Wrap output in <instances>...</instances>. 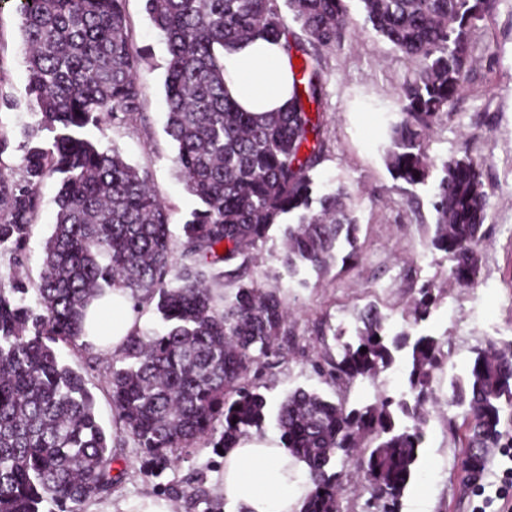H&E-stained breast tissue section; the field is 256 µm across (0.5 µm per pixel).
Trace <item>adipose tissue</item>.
Masks as SVG:
<instances>
[{
	"instance_id": "1",
	"label": "adipose tissue",
	"mask_w": 512,
	"mask_h": 512,
	"mask_svg": "<svg viewBox=\"0 0 512 512\" xmlns=\"http://www.w3.org/2000/svg\"><path fill=\"white\" fill-rule=\"evenodd\" d=\"M224 82L244 110L284 109L290 90L287 57L280 46L256 40L225 55ZM132 306L125 288L95 301L85 314L86 341L103 352L121 350L140 326ZM220 486L233 512H298L310 489L306 464L289 455L276 436L256 433L242 435L225 449Z\"/></svg>"
}]
</instances>
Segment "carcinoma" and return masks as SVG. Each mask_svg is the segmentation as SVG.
<instances>
[{
    "mask_svg": "<svg viewBox=\"0 0 512 512\" xmlns=\"http://www.w3.org/2000/svg\"><path fill=\"white\" fill-rule=\"evenodd\" d=\"M125 2L20 0L28 93L54 136L49 147L20 144L14 166L4 160L9 141L0 134V249L9 253V271L0 274V512H43L47 504L72 512L111 489L112 448L129 441L146 470L161 473L199 440L225 448L261 430L268 403L257 379L284 360L293 332L276 289L245 282L250 251L296 213L281 256L288 271L326 268L342 238L347 258L360 253L348 194L320 196L316 212L311 198V172L325 152L326 113L313 109L322 93L318 51L344 40V0H285L301 37L288 29L278 0H145L167 42L174 163L200 202L177 246L148 172L89 134L142 110L135 78L142 53ZM495 2L361 0L366 21L410 64L386 152L395 180L426 182L433 163L423 142L463 90L472 33ZM256 39L281 44L288 58L291 94L278 112H245L224 91V54ZM441 170L427 247L446 253L454 279L472 287L487 209L482 164L465 146ZM55 173L62 175L56 218L29 298L15 273L40 209L38 187ZM226 281L237 288L219 305L214 288ZM114 288L129 289L136 306L155 303L163 327L137 330L118 352L121 367L108 385L122 428L109 436L84 375L62 361L58 344L93 349L83 341L84 311ZM435 289L432 280L419 288L414 321L430 315ZM361 321L357 342L315 369L333 382L372 384L405 360L408 389L379 392L352 409L302 388L280 402L282 445L309 468L300 512H338V492L354 474L370 493L366 512H400L420 474L425 406L438 402L432 375L448 354L434 336L386 332L372 307ZM446 399L460 409L469 483L482 476L486 449L512 447V435L501 431L504 407L512 409V343L475 349L467 381L451 380Z\"/></svg>",
    "mask_w": 512,
    "mask_h": 512,
    "instance_id": "1",
    "label": "carcinoma"
}]
</instances>
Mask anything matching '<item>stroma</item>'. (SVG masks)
<instances>
[{
    "label": "stroma",
    "instance_id": "obj_1",
    "mask_svg": "<svg viewBox=\"0 0 512 512\" xmlns=\"http://www.w3.org/2000/svg\"><path fill=\"white\" fill-rule=\"evenodd\" d=\"M18 4L19 0H0V93L12 101L11 106L0 107V131L15 145L30 134L47 146L51 135L41 127L27 95ZM345 5L352 25L344 43L320 51L322 109L329 124L326 156L312 176L315 193L339 186L348 191L361 256L353 266L337 260L322 271L306 267L288 274L279 260L283 251L279 224L251 251L248 280L278 288L293 313L288 354L261 381L269 412L262 431L270 435L277 432L274 416L279 403L295 389L314 390L351 407L373 403L380 390L392 394L404 390L403 376L388 371L372 385L358 380L337 385L313 368L314 361L339 357L343 343L355 342L363 326L360 316L368 306L377 307L387 331L412 329L442 341L449 358L434 373L433 387L439 393L447 391L450 377L466 376L475 348L486 340L512 343V0H496L492 14L474 32L473 63L464 90L426 142L435 165L425 184L416 187L394 180L385 161L409 63L366 22L360 0H345ZM125 9L134 43L144 53L136 72L145 95L143 115L119 127L103 124L91 135L101 148L118 147L129 163L148 172L156 194L169 209V228L177 241L183 222L199 201L176 174L175 147L165 132L167 45L145 11L144 0H126ZM465 144L486 161L488 195L479 284L470 288L451 277L448 255L425 248L436 221L433 194L442 175L439 163ZM60 180V175H51L38 189L42 207L27 243V264L19 272L31 288L40 282ZM429 279L435 281L440 299L426 321L412 323L407 318L412 300ZM58 350L65 362L83 373L102 427L112 430L115 408L107 384L112 355L63 344ZM456 419L455 410L446 405L429 408L422 455L435 466L424 486L408 489L401 512H417L421 507L426 512H473L479 486L460 482L461 449L450 428ZM223 470V454L197 445L153 476L145 473L136 449L127 444L114 450L115 481L109 492L77 506L76 512H108L143 494L167 500L174 512H224Z\"/></svg>",
    "mask_w": 512,
    "mask_h": 512
}]
</instances>
